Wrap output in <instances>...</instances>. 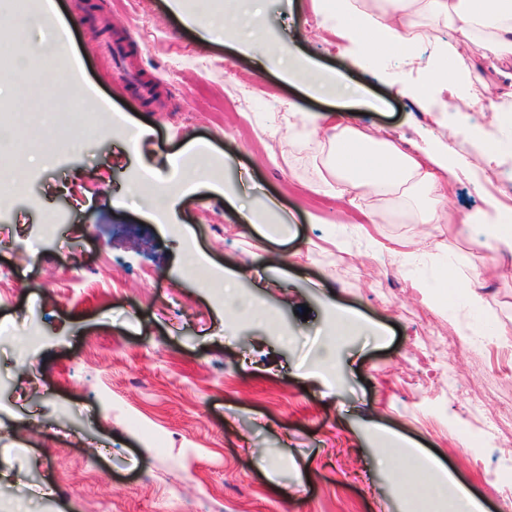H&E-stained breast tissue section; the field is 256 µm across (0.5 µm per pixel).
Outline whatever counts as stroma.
Masks as SVG:
<instances>
[{"label":"stroma","instance_id":"obj_1","mask_svg":"<svg viewBox=\"0 0 512 512\" xmlns=\"http://www.w3.org/2000/svg\"><path fill=\"white\" fill-rule=\"evenodd\" d=\"M54 3L71 40L43 109L55 112L67 81L102 109L79 143L52 125L45 150L9 139L7 164L30 180L0 210V499L12 512H431L418 492L428 470L401 454L394 469L377 467L387 433L435 455L484 512H503L496 491L512 486V447L485 423L512 435V267L486 276L493 255L475 226L396 214L341 223L340 202L309 189L319 156L282 158L293 112H334L426 145L431 117L395 84L420 85L451 111L449 94L328 36L311 0H263L266 32L300 31L295 55L357 95L308 94L240 52L233 31L201 42L195 12L169 0ZM104 31L152 97L129 85L131 71L110 69ZM183 53L195 65L169 73ZM138 124L152 134L133 151L126 131ZM186 159L197 185L158 217L154 190ZM223 180L255 209L275 202L267 220L281 233L240 224L215 190ZM454 184L460 218L493 199L512 205L511 164ZM406 241L408 260L397 253ZM276 252L286 262L273 269L264 259ZM455 263L482 284L483 310L443 297ZM228 273L264 322L226 313ZM340 308L359 329L336 341L327 373L313 363ZM33 327L43 341L31 353ZM427 351L454 389L410 384ZM29 423L36 433H23Z\"/></svg>","mask_w":512,"mask_h":512}]
</instances>
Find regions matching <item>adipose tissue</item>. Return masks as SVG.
<instances>
[{"instance_id":"adipose-tissue-1","label":"adipose tissue","mask_w":512,"mask_h":512,"mask_svg":"<svg viewBox=\"0 0 512 512\" xmlns=\"http://www.w3.org/2000/svg\"><path fill=\"white\" fill-rule=\"evenodd\" d=\"M330 31L341 40L365 45L371 57L395 55L414 62L426 32L445 26L454 42L437 45L426 67L433 79L457 98L459 111H468L476 93L487 85L475 71L462 67L464 54L482 58H512V0H330ZM303 135L291 140L315 142L322 155L318 189L347 202L351 212L370 223L396 212L420 224H454L457 216L447 200L456 168L512 156V141L485 136L472 151L445 155L434 140L422 152L407 150L394 139L355 123L337 121L332 113H301ZM483 233L485 248L512 255V207L492 202L473 219ZM411 458L432 471L423 494L448 502L449 512H480L481 504L435 459L411 448Z\"/></svg>"}]
</instances>
